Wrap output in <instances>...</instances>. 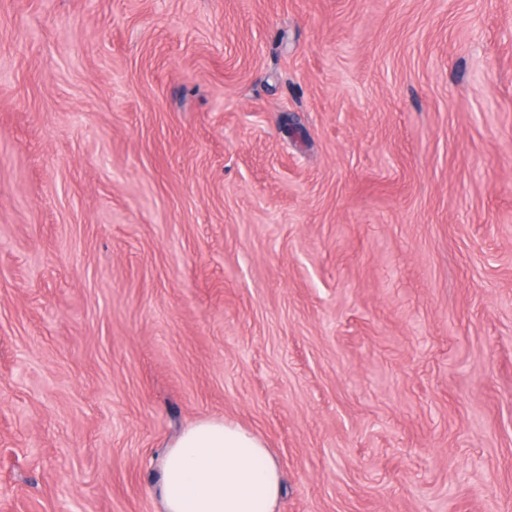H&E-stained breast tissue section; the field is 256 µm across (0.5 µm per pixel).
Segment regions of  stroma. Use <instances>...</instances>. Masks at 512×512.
<instances>
[{
	"label": "stroma",
	"instance_id": "obj_1",
	"mask_svg": "<svg viewBox=\"0 0 512 512\" xmlns=\"http://www.w3.org/2000/svg\"><path fill=\"white\" fill-rule=\"evenodd\" d=\"M206 418L278 512H512V0H0V512Z\"/></svg>",
	"mask_w": 512,
	"mask_h": 512
}]
</instances>
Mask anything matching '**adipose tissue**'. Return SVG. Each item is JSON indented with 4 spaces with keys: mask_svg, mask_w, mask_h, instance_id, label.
Instances as JSON below:
<instances>
[{
    "mask_svg": "<svg viewBox=\"0 0 512 512\" xmlns=\"http://www.w3.org/2000/svg\"><path fill=\"white\" fill-rule=\"evenodd\" d=\"M162 512H277L280 467L263 437L224 419L183 429L161 464Z\"/></svg>",
    "mask_w": 512,
    "mask_h": 512,
    "instance_id": "obj_1",
    "label": "adipose tissue"
}]
</instances>
